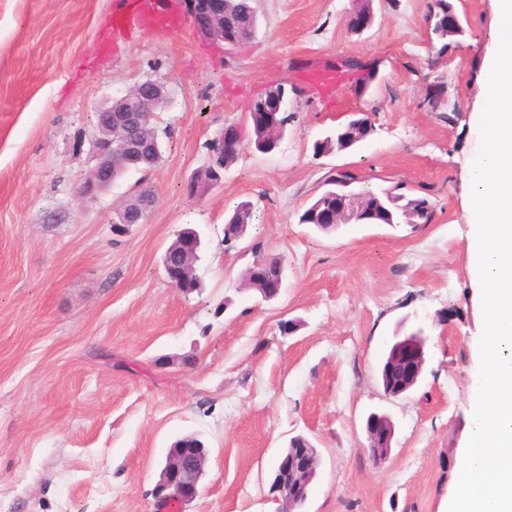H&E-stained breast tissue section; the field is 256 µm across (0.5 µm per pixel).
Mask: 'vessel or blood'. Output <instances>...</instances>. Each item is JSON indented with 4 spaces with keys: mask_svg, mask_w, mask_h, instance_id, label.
<instances>
[{
    "mask_svg": "<svg viewBox=\"0 0 512 512\" xmlns=\"http://www.w3.org/2000/svg\"><path fill=\"white\" fill-rule=\"evenodd\" d=\"M179 24L178 11L162 7L161 0H114L111 16L113 39H128L135 28L143 32H170Z\"/></svg>",
    "mask_w": 512,
    "mask_h": 512,
    "instance_id": "obj_1",
    "label": "vessel or blood"
}]
</instances>
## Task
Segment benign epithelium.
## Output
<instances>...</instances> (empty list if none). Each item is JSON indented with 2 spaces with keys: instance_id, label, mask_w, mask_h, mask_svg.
I'll return each mask as SVG.
<instances>
[{
  "instance_id": "1",
  "label": "benign epithelium",
  "mask_w": 512,
  "mask_h": 512,
  "mask_svg": "<svg viewBox=\"0 0 512 512\" xmlns=\"http://www.w3.org/2000/svg\"><path fill=\"white\" fill-rule=\"evenodd\" d=\"M195 32L212 41H219L229 46L243 43L235 23L227 16L224 0H182ZM374 21L372 0H361V5L349 15L347 24L357 33L370 28ZM163 86L157 82L136 84L123 99L129 101L128 109L122 112L112 111V106L102 108L105 113L103 123L96 126L90 140V153L94 166L85 178V184L91 185L104 177L112 163V152L135 156L148 146L142 130L162 100ZM288 112V92L285 86L277 83L272 86L269 98L257 97L249 102L245 112V123L231 122L224 124L212 139L209 147V166L224 156V147L243 146L246 126L267 130L278 128L285 131L288 121L283 116ZM154 201H144L134 205L122 204L117 222L122 231L128 224H142L146 220ZM366 208L361 197L352 191H336V209L331 215V222L351 224L361 220ZM175 248L182 254L181 266L174 270L168 261H163V268L170 284L181 288L183 282L195 278L194 265L199 248L197 236L191 231L178 235ZM395 355L390 369H398L410 384H415L421 376L424 366L423 330L409 334L392 343ZM368 449L374 463L384 462L390 452L395 428L388 416L372 413L366 421ZM311 449H306V456L295 460L287 456L278 458L275 465V478L271 483L274 500L279 503L278 512H292V504L300 498L308 497L313 480L311 475ZM207 462L205 448L185 444L170 450L156 485V499H162L170 492H177L183 502L194 500L200 489V479Z\"/></svg>"
}]
</instances>
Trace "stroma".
<instances>
[{"mask_svg":"<svg viewBox=\"0 0 512 512\" xmlns=\"http://www.w3.org/2000/svg\"><path fill=\"white\" fill-rule=\"evenodd\" d=\"M451 2L464 34L445 44L428 24L435 0H373L359 34L355 0H253L256 35L230 47L187 23L110 44L113 0H0V512H157L161 463L189 435L208 463L179 512H276L271 471L295 436L320 460L304 512H446L482 332L465 166L494 19V0ZM321 67L344 78L336 105L308 82ZM147 79L169 92L155 115L164 159L142 176L156 203L118 233L140 176L80 185L97 110ZM276 83L293 114L279 147L242 152L189 196L208 142ZM353 112L371 119L367 141L314 155ZM343 174L358 189L405 185L430 200V223H299ZM243 200L258 220L225 247V213ZM186 227L202 238L190 294L162 266ZM259 257L285 269L269 302L243 285ZM419 328L420 382L387 396L386 350ZM373 412L395 425L381 464L367 451ZM374 21L371 0H362L361 5L349 15L347 24L351 30L362 33L370 28Z\"/></svg>","mask_w":512,"mask_h":512,"instance_id":"35a3bbf8","label":"stroma"}]
</instances>
